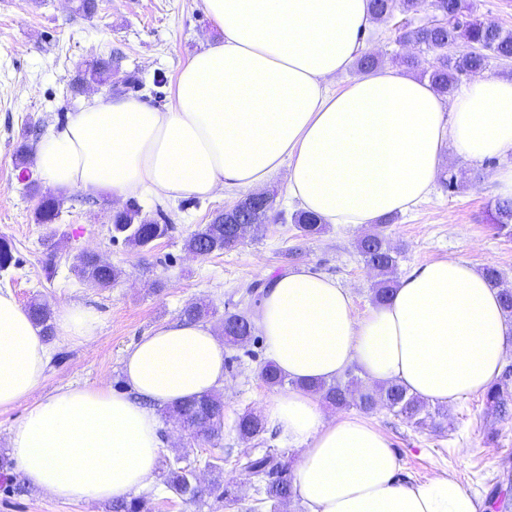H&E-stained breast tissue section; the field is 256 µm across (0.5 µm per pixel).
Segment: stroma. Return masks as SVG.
Masks as SVG:
<instances>
[{
  "instance_id": "stroma-1",
  "label": "stroma",
  "mask_w": 512,
  "mask_h": 512,
  "mask_svg": "<svg viewBox=\"0 0 512 512\" xmlns=\"http://www.w3.org/2000/svg\"><path fill=\"white\" fill-rule=\"evenodd\" d=\"M76 4L0 0V237L11 242L18 261L0 271V290L12 292L24 306L35 297L53 308L82 303L100 319L97 335L87 343L52 338V359L28 402L0 409V512H112L107 502H64L26 486L11 463L8 433L29 403L58 388L72 384L125 391L123 359L128 349L152 329L179 319L188 303L207 304L212 310L207 322L216 329L228 311L252 319L261 295L248 293L250 284H264L269 275L306 266L349 288L357 313L374 305L375 277L356 248L363 229L331 224L318 236H301L291 220L298 205L288 197L283 170L268 183L281 219L265 224L258 238L223 254L196 258L185 250L184 241L216 211L240 200V193L221 192L206 199L137 197L144 214L171 230L149 248L136 250L113 239L102 198L68 191L54 228L59 239L55 257L47 259L44 239L49 229L36 223L34 210L39 194L48 188L40 186L35 193L28 189L15 149L24 139L37 143L67 113L80 109L86 96L71 89L77 67L97 57L111 59L116 95L165 107L189 58L224 37L202 0H97V11L90 16L78 13ZM397 38L393 20L374 23L367 51L392 67L398 66L400 56H414L409 72L421 75L431 54L401 45ZM499 165L496 158L476 164L451 160L422 200L385 225L387 241L400 253L393 278L419 264L461 256L480 268L495 264L512 283V231L500 228L494 218L498 196L493 177ZM452 178L457 181L453 188L448 185ZM87 249L119 270L112 287L92 288L78 278L79 257ZM267 359L265 340L257 332L247 343L227 348L221 389L224 429L218 439L191 438L172 419L161 418L165 448L157 476L144 490L152 512H224L223 502L215 497L190 501L167 488L165 475L174 461L193 467L206 482L220 476L235 486L246 505L256 497L255 482L241 470L239 459L271 448L286 466L298 462L300 450L288 446L276 429L266 428L248 441L236 432L238 417L258 411L274 393L259 375ZM365 417L389 438L405 479L421 484L446 474L482 502H489L496 488L512 501V415L492 414L484 395L461 399L437 427H416L381 405Z\"/></svg>"
}]
</instances>
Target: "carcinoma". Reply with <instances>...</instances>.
<instances>
[{"label": "carcinoma", "instance_id": "cac0c4a2", "mask_svg": "<svg viewBox=\"0 0 512 512\" xmlns=\"http://www.w3.org/2000/svg\"><path fill=\"white\" fill-rule=\"evenodd\" d=\"M370 6L372 19L381 20L389 18L396 11L402 14L415 11L420 8L421 0H370ZM431 6L441 19L432 25L405 31L401 33L400 38L418 44L424 52L434 54L433 62L429 69L425 70V76L440 95L453 94L460 75L485 69L492 58L501 61L512 60V32H506L490 22L469 18L467 12L470 6L466 0H431ZM460 44L466 45L468 51L453 56L448 54V50ZM111 74L112 60L94 59L76 71L71 89L80 93L84 86L100 84ZM61 206V196H41L35 211L36 223H57ZM272 209L271 203L264 209L245 203L235 212H218L210 223L202 225L185 239L184 248L206 256L232 248L250 236H257L263 224L269 220ZM250 216L254 217V223H238L240 218ZM109 220L114 236L122 237L125 244L139 250L149 247L153 240L166 236L171 229V225L157 223L153 217L142 213L140 208L134 205L121 213L110 215ZM293 221L305 236L318 234L325 229L319 218L305 211L296 213ZM358 250L365 263L382 276L374 291L375 301L381 302L393 291V285L386 276L397 264V253L380 232L362 237L358 241ZM483 272L489 282L498 288L505 316L512 320V289L504 286L503 275L495 265H486ZM77 274L92 287L109 288L117 279L119 272L115 267L103 263L97 254L89 253L77 266ZM30 309L37 325L42 327L44 336H50L53 327L49 307L34 301ZM252 329L251 320L246 316L238 313L224 314V344L236 346L241 339L249 340ZM260 376L271 388L279 387L287 380V377L270 362L260 368ZM347 376L348 379L345 381L309 383L307 388L320 394L327 403L338 407H346L353 403L368 411L377 401L383 400L396 415L417 426H424L427 421L433 419L426 402L408 394L402 387L391 384L375 392H363L359 390L358 378L350 372ZM485 400L491 412L500 416L508 413V406L512 404V365L505 367L500 378L488 388ZM166 413L190 437L196 439L201 436L211 440L221 433L224 399L216 392L204 394L168 407ZM264 429V422L250 412L239 416L236 422L237 433L243 439H253L263 433ZM244 469L256 478L259 495V498L246 508V512H261V509L266 507L276 512L281 500L293 497L291 478L288 477L287 468L276 453L266 451L250 457L244 463ZM166 484L175 494L189 500L216 492L218 497L224 500V506L227 508L241 501L237 491L227 486L221 487L218 481L209 489L197 485L192 477V469L187 466H169ZM112 512H151V508L149 500L135 497L113 502Z\"/></svg>", "mask_w": 512, "mask_h": 512}]
</instances>
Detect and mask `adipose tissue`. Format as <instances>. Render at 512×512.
I'll return each instance as SVG.
<instances>
[{"mask_svg": "<svg viewBox=\"0 0 512 512\" xmlns=\"http://www.w3.org/2000/svg\"><path fill=\"white\" fill-rule=\"evenodd\" d=\"M224 33L176 78L158 108L93 95L37 143L45 184L124 199L148 192L207 198L252 191L280 168L288 194L325 223L363 227L405 213L427 195L445 152L478 162L512 156V80L475 76L444 99L430 83L393 69L345 73L371 26L370 0H203ZM271 361L293 387L271 396L264 420L301 449L291 479L306 512H481L452 476L412 485L388 438L365 418H326L310 382L350 365L431 404L486 391L512 350L498 291L461 257L405 274L391 298L356 315L348 288L295 268L270 278L255 319ZM58 336L85 343L99 318L61 305ZM50 352L29 312L0 291V409L26 400ZM226 347L211 326L177 320L127 351L129 394L66 387L29 408L8 447L31 488L98 503L147 487L162 442L156 407L224 384Z\"/></svg>", "mask_w": 512, "mask_h": 512, "instance_id": "1", "label": "adipose tissue"}]
</instances>
